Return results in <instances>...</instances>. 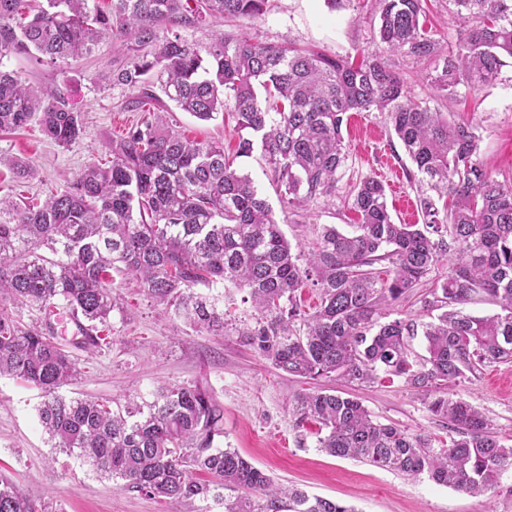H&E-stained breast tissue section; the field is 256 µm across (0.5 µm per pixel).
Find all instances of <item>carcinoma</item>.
<instances>
[{
	"label": "carcinoma",
	"instance_id": "carcinoma-1",
	"mask_svg": "<svg viewBox=\"0 0 512 512\" xmlns=\"http://www.w3.org/2000/svg\"><path fill=\"white\" fill-rule=\"evenodd\" d=\"M99 2L0 0V52L37 55L60 75L55 85L35 88L0 69L1 132L34 121L60 146L82 138L84 113L71 101L66 67L107 39L122 59L98 79L126 87L132 109L144 113L66 189L28 204L0 197V376L40 390L38 416L53 447L154 499L211 497L224 512H356L286 488L238 450L218 447L224 411L198 384H172L150 402L134 394L113 406L62 394L80 371L55 330L73 324L72 344L86 351L108 344L117 271L155 304L214 334L229 323L199 288L244 290L258 317L234 332L275 369L357 384L382 374L402 378L432 393L428 410L454 432L436 448L428 437L375 421L356 398L317 389L297 397L293 427L314 428L326 455L426 474L469 495L499 488L512 474V447L483 412L446 393L486 364L512 362V180H498L478 160L475 127L412 99L403 79L372 56L354 65L219 28L226 17L263 16L268 0ZM376 2V44L434 64L428 77L445 96L496 81L512 60V0H448L464 33L446 46L426 30L428 0ZM206 27L214 29L206 45L178 33ZM151 74L170 102L201 121L230 112L235 156L260 147L290 207L335 193L351 112L386 113L417 183L447 200L440 209L423 193V223L397 224L384 184L367 177L351 195L355 231L324 226L304 259L254 181L226 157L224 142L190 140L149 108L158 100ZM446 258L448 275L421 300L422 311H441L437 319L384 320ZM309 282L319 299L311 313L301 309ZM480 294L500 312L467 313ZM23 308L39 310L42 324L19 323ZM418 334L427 356L415 359L407 340ZM226 490L237 496L228 499ZM0 512L43 508L0 471Z\"/></svg>",
	"mask_w": 512,
	"mask_h": 512
}]
</instances>
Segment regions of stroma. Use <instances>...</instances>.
I'll return each mask as SVG.
<instances>
[{
	"instance_id": "stroma-1",
	"label": "stroma",
	"mask_w": 512,
	"mask_h": 512,
	"mask_svg": "<svg viewBox=\"0 0 512 512\" xmlns=\"http://www.w3.org/2000/svg\"><path fill=\"white\" fill-rule=\"evenodd\" d=\"M377 24L374 0H342L334 9L326 0H269L265 16L225 19L224 31L248 32L265 42L295 44L357 61L376 51L373 30ZM116 58L107 41L92 57L69 65L70 95L86 119V132L76 143L59 146L34 124L0 133L1 196L28 197L65 189L110 139L136 120V113L122 109L127 90L105 87L97 80L98 74L111 70ZM381 59L400 75L411 97L472 122L483 166L496 178L512 177V67L503 68L491 84L459 87L450 99L429 86L427 65L392 53L382 54ZM167 119L190 139L222 141L226 152H234L238 143L233 119L201 121L174 106L169 107ZM343 135L347 160L335 194L304 211L281 200L261 151L235 161L272 206L294 251L309 253L323 226L333 224L350 231L357 221L350 209V194L368 176L386 186L396 223L422 221L417 191L408 178L414 166L384 115L352 113ZM17 160L28 163L36 179L17 181L11 172ZM114 281L118 307L111 316L112 344L93 353L74 350L80 375L64 388V395L120 401L135 390L149 401L165 385L197 383L224 410L221 447L237 449L279 483L355 507L357 512H512L511 476L504 478L492 499L473 497L425 476L408 478L366 462L327 456L317 448L314 435L301 436L293 429L295 398L316 385L358 398L381 423L430 436L437 445L447 441L451 430L429 411V395L415 391L403 379L357 386L331 376L308 383L277 371L237 336L192 328L153 304L136 283L119 275ZM456 392L494 422L502 443L512 445V363L480 368ZM41 400L40 391L31 385L0 378V468L17 480L28 497L44 504L45 512H224L222 505L211 500L160 502L118 488L83 459L59 453L40 425Z\"/></svg>"
}]
</instances>
